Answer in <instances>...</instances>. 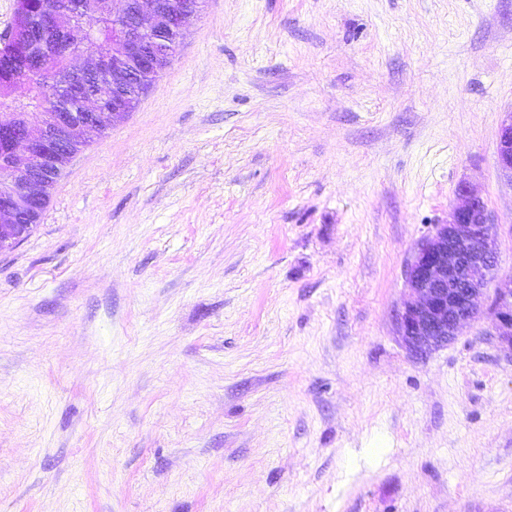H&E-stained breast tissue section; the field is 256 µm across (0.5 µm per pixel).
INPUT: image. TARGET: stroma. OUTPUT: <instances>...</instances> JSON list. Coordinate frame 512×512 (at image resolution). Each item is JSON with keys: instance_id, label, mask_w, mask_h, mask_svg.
I'll use <instances>...</instances> for the list:
<instances>
[{"instance_id": "obj_1", "label": "stroma", "mask_w": 512, "mask_h": 512, "mask_svg": "<svg viewBox=\"0 0 512 512\" xmlns=\"http://www.w3.org/2000/svg\"><path fill=\"white\" fill-rule=\"evenodd\" d=\"M511 111L512 0H203L0 251V512H512L491 317L395 335Z\"/></svg>"}]
</instances>
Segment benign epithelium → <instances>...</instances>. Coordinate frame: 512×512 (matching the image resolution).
<instances>
[{"label": "benign epithelium", "mask_w": 512, "mask_h": 512, "mask_svg": "<svg viewBox=\"0 0 512 512\" xmlns=\"http://www.w3.org/2000/svg\"><path fill=\"white\" fill-rule=\"evenodd\" d=\"M112 11L117 42L103 56L89 47L90 29L77 26L52 9L31 23L29 0H17L12 23L3 34L16 64L27 63L31 45L40 44L38 70L61 82L67 96L80 100L84 115L75 120L47 90L37 111L0 122V145L9 167L0 175V250L23 239L31 228L52 168L76 145L86 142L128 111L136 87L161 73L201 6L176 0H121ZM61 54L86 56L80 68L59 72ZM498 163L512 179V113L500 129ZM499 265L496 224L483 197L467 184L458 187L448 220L419 241L405 270L406 298L396 318V336L408 353L425 358L448 346L483 310L478 300L497 281L490 315L500 347L512 357V275L496 279Z\"/></svg>", "instance_id": "benign-epithelium-1"}]
</instances>
